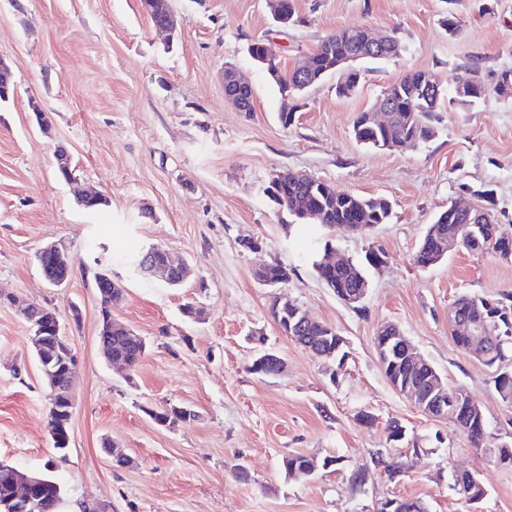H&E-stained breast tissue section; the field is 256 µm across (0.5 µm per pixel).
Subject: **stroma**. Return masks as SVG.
I'll return each instance as SVG.
<instances>
[{
	"instance_id": "stroma-1",
	"label": "stroma",
	"mask_w": 512,
	"mask_h": 512,
	"mask_svg": "<svg viewBox=\"0 0 512 512\" xmlns=\"http://www.w3.org/2000/svg\"><path fill=\"white\" fill-rule=\"evenodd\" d=\"M179 20L173 40L153 28L140 0H0V58L14 71V95L0 103V461L33 472L53 462L61 508L95 504L100 512H377L388 499L422 501L429 512H469L448 487L456 470L479 473L484 512H512V466L496 449L512 443V404L495 371L460 350L448 331L458 296L512 295V262L458 250L422 268L413 255L427 227L449 203L489 205L512 234V99L494 92L472 103L442 105L436 136L399 150L357 141L353 121L406 73L432 74L454 94L460 67L477 64L486 85L512 68V0H295L298 20L273 26L267 0H169ZM455 17L460 31L448 33ZM395 31L400 57L360 64L348 96L337 76L307 89L294 121L282 126L277 89L249 56L270 38L291 69L330 33L348 25ZM238 68L254 91V109L224 101V68ZM50 118L35 122L33 106ZM65 147L75 176L107 199L95 212L78 207L54 168ZM280 171L336 188L382 197L386 223L356 235L335 227L337 251L362 259L383 249L356 306L319 280L305 254L310 238L268 194ZM260 248H244L245 240ZM115 253L161 246L180 254L191 275L177 288L113 265L124 290L115 321L148 343L138 365L109 364L98 344L101 298L89 242ZM49 243L74 257L61 287L37 261ZM277 261L292 271L283 293L345 341L347 359L333 371L282 335L269 313L273 289L254 278ZM54 309L78 360L70 444L55 450L49 389L32 351L30 329L3 296ZM201 317H184V304ZM79 319H72V308ZM397 325L448 382L481 406L489 437L476 448L452 422L433 421L385 377L374 338ZM287 363L284 374L252 373L260 347ZM177 406L192 417L157 423L153 411ZM375 422L364 425L359 413ZM406 428L403 442L386 426ZM111 442L131 463L116 467ZM402 473L373 466L374 453ZM320 461L303 480L283 460ZM246 478H237L235 466ZM368 469L362 486L353 475Z\"/></svg>"
}]
</instances>
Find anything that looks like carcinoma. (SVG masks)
Segmentation results:
<instances>
[{"label": "carcinoma", "mask_w": 512, "mask_h": 512, "mask_svg": "<svg viewBox=\"0 0 512 512\" xmlns=\"http://www.w3.org/2000/svg\"><path fill=\"white\" fill-rule=\"evenodd\" d=\"M369 29L361 25H350L326 36L318 44L317 48L306 58L309 66L308 76L317 84L325 77L341 71L343 62L354 54H359L371 44ZM404 47L395 35L390 32L384 40L383 46L378 50L377 59L387 60L401 55ZM251 58L264 57L262 67L269 74L282 100L283 109L279 118L283 126L292 122L293 112L297 109L295 101L303 92L297 80L298 69L285 72L282 70L280 60L276 55L264 56L263 47L258 42H253L248 47ZM429 73L415 70L407 73L399 82L385 89L382 97L393 102L394 110L391 112L389 124L384 128H372L366 124V113H359L353 123L355 138L361 143L376 149H390L400 141L410 140L414 143L425 142L432 139L436 130L432 125V114L439 111L441 99H433L429 102L417 98L416 90L423 78ZM54 166L57 176L67 182L73 175L71 157L61 154L54 158ZM273 181L280 184L279 195L275 203L294 216L302 224L309 223L306 213L317 214L316 220L323 228H330L336 224H384L390 217L389 207L384 205L381 197H364L355 193L339 190L335 186L324 183L314 178L305 179L297 177L290 172H279L273 176ZM477 227H465L457 225L456 220L450 219L448 213L439 215L436 221L429 225V229L435 228L456 236L462 241V247L470 252L497 253L503 248L512 249V237L504 235L495 224L494 216L484 209L477 210ZM90 251L96 254L95 263L102 270L112 269V264H125L137 267L146 255L141 252L136 255L112 254L99 244L90 245ZM262 277L268 281V287L279 288L288 284L291 270L288 266L279 262H272L264 268ZM96 287L101 296L103 309L99 326V334L110 337L112 345V357L124 359L130 367L138 365L147 350L145 340L128 329L112 325V317L108 304L121 301L123 293L120 288H109V283L96 282ZM455 303L463 305L467 320L474 326L492 334L502 336L503 343L493 351L485 360V364L494 367L498 371L495 384L508 390L512 394V369L506 370L501 364L507 360L508 351L512 350V303L490 302L484 298L462 295ZM271 313L274 321L283 328L288 324L302 323L303 310L293 302L283 303L279 298H274L271 305ZM46 335L50 339L35 350L37 360H53L55 376L60 383H66L68 365L71 359L68 349L60 342L51 339L53 332L48 330ZM342 339L336 329L326 323H319L305 327L303 334L296 339V343H306L319 354L331 353L336 349V340ZM70 406L63 397L50 403L48 411V424H56L55 430L60 433L68 431ZM149 415L159 423L175 424L184 422L193 414L180 407H168L159 411H151ZM448 420L453 422L465 433L474 446L479 447L486 443L487 428L484 425L468 423L467 420L448 414ZM284 466L288 476L295 479H303L305 475L316 469L313 459L303 454H293L284 460ZM36 496L43 501V512H57L62 501L61 485L44 486L36 491Z\"/></svg>", "instance_id": "cac0c4a2"}]
</instances>
